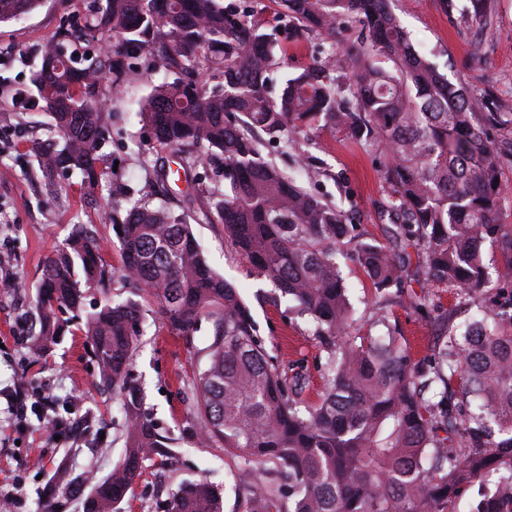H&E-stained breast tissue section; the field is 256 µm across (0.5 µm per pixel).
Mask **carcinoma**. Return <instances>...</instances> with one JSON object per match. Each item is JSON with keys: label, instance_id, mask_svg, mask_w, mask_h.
I'll list each match as a JSON object with an SVG mask.
<instances>
[{"label": "carcinoma", "instance_id": "carcinoma-1", "mask_svg": "<svg viewBox=\"0 0 512 512\" xmlns=\"http://www.w3.org/2000/svg\"><path fill=\"white\" fill-rule=\"evenodd\" d=\"M288 21L308 34L355 26L357 43L333 44L268 95L277 44L224 0H94L81 23L51 39L32 83L52 114L58 139L39 146L46 180L81 176L93 195L106 181L100 104L123 93L134 61L150 56L173 75L151 86L141 121L173 151L193 191L177 212L148 190L127 199L120 227V277L136 297L106 300L86 313L102 383L123 408L125 456L99 481L93 470H63L64 493L92 488L88 512H120L146 459H168L170 439L145 410L130 365L148 308L169 332L191 341L211 325L205 365L188 387L191 428L202 447L219 445L244 461L259 488L248 512H446L460 489L495 477L475 512H512V225L501 224V159L496 132L509 123L417 50L387 0H281ZM40 0H0V22L30 13ZM210 80L199 78L201 72ZM338 128L380 149L388 186L386 242L360 240L345 211L311 191L263 154L264 142L291 145L314 130ZM221 180L201 187L198 167ZM148 184L166 185L161 158L143 163ZM202 211L274 298L308 319L325 353L324 392L312 401L306 378L269 354L236 286L217 273L190 223ZM501 260L488 267L485 242ZM381 294L432 316L426 284L464 297L494 285L482 319L462 328L440 317L442 342L422 358L403 347L387 317L382 336H354V307L340 274L337 246ZM112 277L104 251L83 224L43 264L35 300L39 357L83 312V288ZM217 492L197 481L172 490L167 512H222Z\"/></svg>", "mask_w": 512, "mask_h": 512}]
</instances>
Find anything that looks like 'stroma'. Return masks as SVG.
<instances>
[{
  "instance_id": "1",
  "label": "stroma",
  "mask_w": 512,
  "mask_h": 512,
  "mask_svg": "<svg viewBox=\"0 0 512 512\" xmlns=\"http://www.w3.org/2000/svg\"><path fill=\"white\" fill-rule=\"evenodd\" d=\"M251 13L262 29L276 33L281 60L268 84L278 97L286 80L320 58L331 43L356 41V28L337 37L295 34L288 28L281 0H233ZM91 0H41L24 17L0 23V275L14 290L0 292V390L23 386L29 410L23 418L0 404V487L23 485L16 512H40L44 488L58 469L75 473L94 468L107 478L124 455L123 411L118 399L99 383L91 344L80 324H71L56 345L40 358L32 357L29 342L39 330L34 309L43 263L62 245L72 225L84 224L100 242L112 267L122 264L119 243L111 224L102 219V206L124 204L116 188L139 189L144 180L142 159L162 151L137 112L150 84L164 73L142 59L130 73L123 94L108 98L103 107L108 163L116 164L106 187L89 199L79 177L50 191L31 150L34 141L51 137L52 118L34 106L15 109L11 94L29 88L41 64L45 42L63 17L84 12ZM390 7L412 44L426 53L449 78H460L468 94L484 100L490 111L512 113V0H483L491 25H481L471 0H390ZM287 171H303V184L315 195L342 207L358 224L363 240L385 241L388 220L384 209L388 189L377 171L376 152L352 141L343 131L317 130L310 142L265 148ZM193 231L210 264L232 281L249 305L268 353L280 364L301 367L307 394L317 399L325 387L318 365L322 346L306 319L289 313L284 302L269 300V286L251 271L224 235L221 224L200 223ZM358 331L370 333L380 296L366 274L353 262L341 263ZM429 293L443 311H454L458 322L481 318L484 292L459 303L455 289L433 287ZM402 343L414 358L423 357L442 340L438 323L406 305L387 309ZM209 342V327L201 325L193 342L170 334L156 313L147 314L130 367L141 388L146 410L161 432L172 439L170 464L144 463L142 476L126 495L122 512H166L169 494L180 483L205 480L219 492L224 512H246L253 488L243 486L240 458L221 448L198 447L190 433L189 391L186 386L201 366L198 354ZM67 402L71 420L91 415V427L54 437L34 407L44 397Z\"/></svg>"
}]
</instances>
